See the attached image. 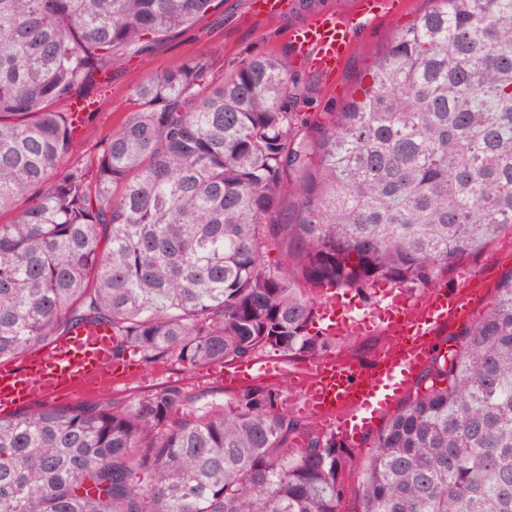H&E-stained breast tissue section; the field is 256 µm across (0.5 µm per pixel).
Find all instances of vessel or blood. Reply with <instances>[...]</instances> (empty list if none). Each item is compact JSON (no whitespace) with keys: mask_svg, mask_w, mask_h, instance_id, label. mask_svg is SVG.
Listing matches in <instances>:
<instances>
[{"mask_svg":"<svg viewBox=\"0 0 512 512\" xmlns=\"http://www.w3.org/2000/svg\"><path fill=\"white\" fill-rule=\"evenodd\" d=\"M397 0H355L348 13L317 11L291 23L288 41L294 57L324 77H335L360 27L395 11ZM253 13L272 20L286 18L291 0H251ZM373 307L354 311L335 290H326L317 320L328 336L350 338L386 334L388 346L370 364L360 365L325 354L285 368L275 358L229 364L226 380L243 385L262 377L287 375L292 402L347 446L357 447L377 422L391 413L439 349L438 336L448 323L465 316L470 295L438 286L415 294L384 282ZM119 374L112 361V332L81 327L28 352L18 365H0V407L20 409L54 402L63 392L81 395L111 387Z\"/></svg>","mask_w":512,"mask_h":512,"instance_id":"b4317fda","label":"vessel or blood"}]
</instances>
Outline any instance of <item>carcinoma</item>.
<instances>
[{"mask_svg": "<svg viewBox=\"0 0 512 512\" xmlns=\"http://www.w3.org/2000/svg\"><path fill=\"white\" fill-rule=\"evenodd\" d=\"M224 0H0V361L105 326L149 367L336 352L313 294L427 284L512 232V0H434L347 91L262 53L149 71L101 151L57 104ZM275 259H270L271 254ZM373 436L358 512H512V271ZM274 385L0 417V512H341Z\"/></svg>", "mask_w": 512, "mask_h": 512, "instance_id": "cac0c4a2", "label": "carcinoma"}]
</instances>
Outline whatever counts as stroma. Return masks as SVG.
Wrapping results in <instances>:
<instances>
[{
    "label": "stroma",
    "instance_id": "35a3bbf8",
    "mask_svg": "<svg viewBox=\"0 0 512 512\" xmlns=\"http://www.w3.org/2000/svg\"><path fill=\"white\" fill-rule=\"evenodd\" d=\"M428 7V0H405L404 10L399 16L384 15L358 29L352 51L335 80L316 79L314 93L318 99L334 105L343 103L348 88L373 66L397 31L413 22ZM255 53L284 57L290 59L294 70L302 73L307 70L305 64L292 57L284 23L253 15L248 0H224L223 6L210 11L192 27L156 42L146 59H131L113 71L111 85L99 93L97 104L85 115L84 126L75 137L68 155L69 161H87L110 139L128 112L133 110V90L147 72L165 71L193 59H208L218 66ZM462 268L475 271L482 282L481 291L476 293L470 304L469 316L474 319L485 311L499 281L512 270V234H504L486 249L463 257L438 275V283L450 289L461 287L458 271ZM140 372L136 380L113 385L108 391L109 397L142 395L172 383L181 384L191 391L225 386L223 379L203 368L190 370L159 363L150 368L141 367Z\"/></svg>",
    "mask_w": 512,
    "mask_h": 512
}]
</instances>
